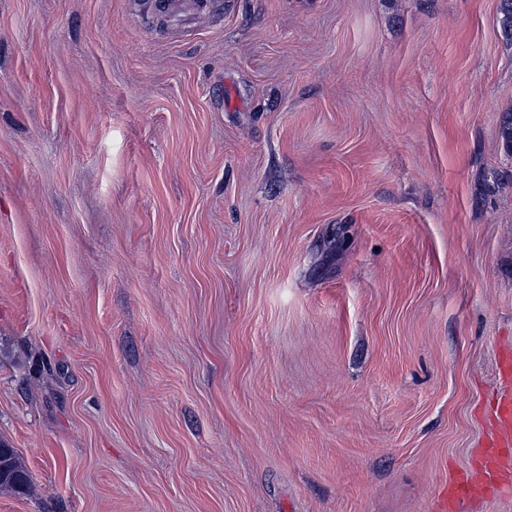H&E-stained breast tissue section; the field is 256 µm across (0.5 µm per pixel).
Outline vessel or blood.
<instances>
[{
    "label": "vessel or blood",
    "instance_id": "b4317fda",
    "mask_svg": "<svg viewBox=\"0 0 512 512\" xmlns=\"http://www.w3.org/2000/svg\"><path fill=\"white\" fill-rule=\"evenodd\" d=\"M497 389L489 408V428L471 467L452 475L439 491L433 512H455L459 502L512 497V344L496 361Z\"/></svg>",
    "mask_w": 512,
    "mask_h": 512
}]
</instances>
